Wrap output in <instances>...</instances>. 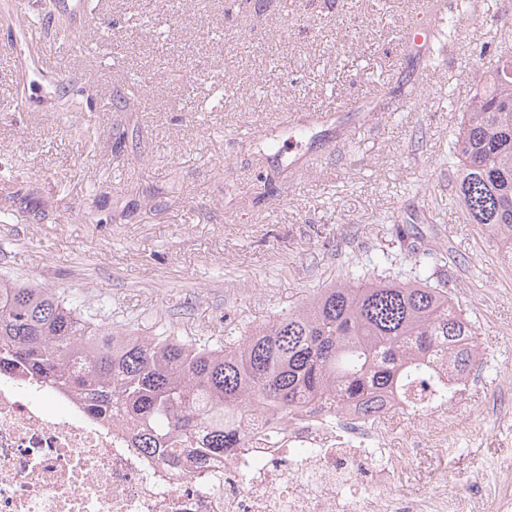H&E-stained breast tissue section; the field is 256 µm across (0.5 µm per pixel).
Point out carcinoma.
Returning a JSON list of instances; mask_svg holds the SVG:
<instances>
[{"label":"carcinoma","mask_w":512,"mask_h":512,"mask_svg":"<svg viewBox=\"0 0 512 512\" xmlns=\"http://www.w3.org/2000/svg\"><path fill=\"white\" fill-rule=\"evenodd\" d=\"M450 154L462 215L512 264V57L480 74ZM392 236L414 259L413 276L355 264L298 307L223 336L166 324L135 332L85 313L73 293L0 275V371L68 387L91 411L131 420L134 447L166 460L244 447L243 414L290 418L320 402L338 412L354 404L375 421L409 379L433 387L440 357L454 380L481 365L479 324L428 268L455 262L452 250L412 240L404 224Z\"/></svg>","instance_id":"cac0c4a2"}]
</instances>
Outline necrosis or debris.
<instances>
[{"mask_svg": "<svg viewBox=\"0 0 512 512\" xmlns=\"http://www.w3.org/2000/svg\"><path fill=\"white\" fill-rule=\"evenodd\" d=\"M130 421L90 414L73 394L0 373V512H512L477 480L397 498L415 441L356 407H304L292 419L245 415L244 447L174 461L130 445Z\"/></svg>", "mask_w": 512, "mask_h": 512, "instance_id": "4bbe7bcc", "label": "necrosis or debris"}]
</instances>
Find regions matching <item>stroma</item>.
I'll return each instance as SVG.
<instances>
[{
    "mask_svg": "<svg viewBox=\"0 0 512 512\" xmlns=\"http://www.w3.org/2000/svg\"><path fill=\"white\" fill-rule=\"evenodd\" d=\"M54 2L0 6V274L79 293L99 319L220 336L298 306L355 259L401 260L387 228L410 225L455 251L445 274L485 364L447 447L423 446L428 472L407 465L399 489L512 487L492 467L512 458L492 404L512 393V266L448 205V144L512 40V0H447L458 23L425 61L400 40L433 0H92L80 50L21 41L15 15L43 23ZM137 77L151 93L116 111ZM362 97L380 117L343 144L288 126Z\"/></svg>",
    "mask_w": 512,
    "mask_h": 512,
    "instance_id": "obj_1",
    "label": "stroma"
}]
</instances>
